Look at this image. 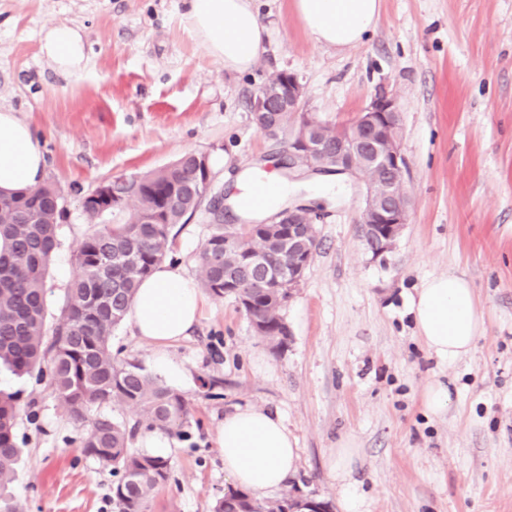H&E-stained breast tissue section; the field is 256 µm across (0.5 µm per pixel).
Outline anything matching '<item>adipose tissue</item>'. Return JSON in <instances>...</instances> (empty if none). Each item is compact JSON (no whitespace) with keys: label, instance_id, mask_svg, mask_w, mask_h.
<instances>
[{"label":"adipose tissue","instance_id":"obj_1","mask_svg":"<svg viewBox=\"0 0 512 512\" xmlns=\"http://www.w3.org/2000/svg\"><path fill=\"white\" fill-rule=\"evenodd\" d=\"M184 18L193 36L225 69L247 72L259 61L267 29L257 0H183ZM294 12L312 40L339 51L361 43L375 28L381 0H293ZM41 53L65 74L85 60L78 30L60 23L47 26ZM45 176L43 150L30 126L16 112L0 108V194L11 195L40 185ZM204 300L194 278L177 266L155 267L142 280L129 310L134 332L156 352V366L170 376L178 368L165 347L188 334ZM424 347L452 362L473 348L484 331L469 282L448 274L426 279L410 305ZM217 443L224 453V473L233 489L261 496L287 486L299 469V450L278 414L246 405L227 413Z\"/></svg>","mask_w":512,"mask_h":512}]
</instances>
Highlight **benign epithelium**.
<instances>
[{"label": "benign epithelium", "mask_w": 512, "mask_h": 512, "mask_svg": "<svg viewBox=\"0 0 512 512\" xmlns=\"http://www.w3.org/2000/svg\"><path fill=\"white\" fill-rule=\"evenodd\" d=\"M281 81L273 89L263 84L251 97L253 123L266 135L277 137V113H294L297 130L288 139V169L318 173L333 170L363 184L359 224L368 249L380 256L392 249L408 224L411 196L405 182L406 159L396 133L399 109L395 98L383 92L375 96L354 118L336 126V149L328 151L313 136L323 121L304 110V85L290 72L279 73ZM276 223L287 228L288 250L293 255L288 266V297L301 287L315 252L299 249L296 242L318 236L320 216L310 209L290 207L275 215Z\"/></svg>", "instance_id": "benign-epithelium-1"}]
</instances>
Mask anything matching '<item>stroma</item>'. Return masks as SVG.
<instances>
[{"label": "stroma", "instance_id": "stroma-1", "mask_svg": "<svg viewBox=\"0 0 512 512\" xmlns=\"http://www.w3.org/2000/svg\"><path fill=\"white\" fill-rule=\"evenodd\" d=\"M182 0H0V106L25 118L62 188L67 213L46 283L55 325L90 230L83 196L105 180L208 154L209 197L279 175L292 204L315 209L320 246L283 310L285 346L258 336L228 299L205 296L190 336L166 355L192 417L167 435L171 478L148 512H211L229 481L217 444L224 416L253 405L279 413L297 440L302 496L345 512H512V0H381L375 30L338 51L314 43L292 0H260L268 29L251 72L225 70L190 34ZM81 31L84 69L66 76L40 51L43 27ZM296 74L304 105L332 125L350 122L379 90L400 108L412 198L393 249L376 257L358 224L361 186L317 195L315 174L280 166L287 140L261 132L250 98L272 74ZM214 216L201 207L172 230L167 263L198 277L196 255ZM455 273L475 292L485 332L452 363L431 356L409 304L423 280ZM448 384L433 416L426 387ZM18 393L20 512H114L111 468L85 457L80 430L47 384L0 369ZM358 443L349 488L332 450Z\"/></svg>", "mask_w": 512, "mask_h": 512}]
</instances>
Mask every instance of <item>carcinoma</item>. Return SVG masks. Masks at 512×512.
<instances>
[{"label": "carcinoma", "instance_id": "carcinoma-1", "mask_svg": "<svg viewBox=\"0 0 512 512\" xmlns=\"http://www.w3.org/2000/svg\"><path fill=\"white\" fill-rule=\"evenodd\" d=\"M201 153L190 151L174 164L105 185L109 201L82 205L91 229L75 255L78 274L67 290L60 318L51 330L45 315L46 276L63 220L61 189L54 183L25 193L0 195V366L17 377L50 378L60 405L84 427L82 452L112 468L116 512H146L157 489L170 478L169 460L131 448L141 430L182 432L190 405L136 362L112 356V333L124 321L139 282L167 256L172 228L184 224L204 201ZM126 214L121 224L103 216ZM239 246L224 251V225L198 252L199 285L231 299L256 332L284 343L286 295L266 283L240 280L238 294H224V272H236L245 253L256 250L267 268L288 266V249L278 227L239 233ZM119 404L133 418L114 419L102 407ZM17 395L0 391V493L13 483L21 449L16 428ZM288 493L272 503L229 489L212 512H278Z\"/></svg>", "mask_w": 512, "mask_h": 512}]
</instances>
